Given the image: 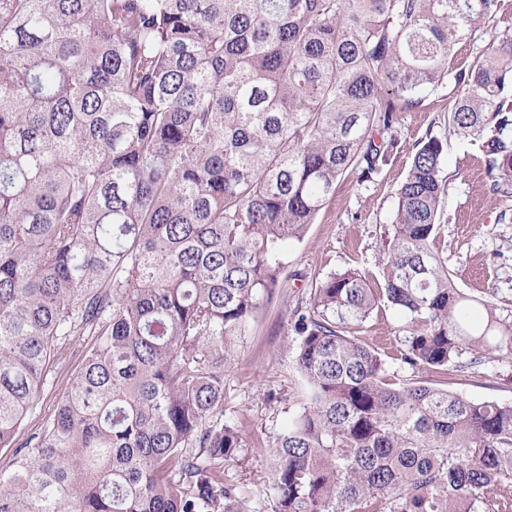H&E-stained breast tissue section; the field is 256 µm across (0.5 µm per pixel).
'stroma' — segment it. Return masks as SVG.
Returning a JSON list of instances; mask_svg holds the SVG:
<instances>
[{
  "instance_id": "obj_1",
  "label": "stroma",
  "mask_w": 512,
  "mask_h": 512,
  "mask_svg": "<svg viewBox=\"0 0 512 512\" xmlns=\"http://www.w3.org/2000/svg\"><path fill=\"white\" fill-rule=\"evenodd\" d=\"M492 32L512 35V0H499L486 26L461 40L451 67L471 66ZM459 94L453 84H444L420 108L403 113L400 140L377 181L362 185L352 175L337 181L303 238L288 244L283 288L231 345V361L224 369V421L241 428L251 452L227 465L225 474L228 482L247 488L261 512H270L266 446L305 401L293 365L292 312L308 300L316 282L332 273L352 268L381 280L379 255L395 222L397 190L408 175L417 142L427 133L446 136L443 177L448 195L433 249L458 288L478 298L494 296L502 313L512 316V194L493 193L478 144L449 131L448 115ZM408 326L404 313L384 307L365 322L361 336L372 347L388 348L399 345ZM83 343V337H71L66 362L50 368L42 410H51L68 387ZM451 389L476 400L512 402V360L491 357L459 374Z\"/></svg>"
}]
</instances>
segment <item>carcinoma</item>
Returning <instances> with one entry per match:
<instances>
[{"label":"carcinoma","instance_id":"1","mask_svg":"<svg viewBox=\"0 0 512 512\" xmlns=\"http://www.w3.org/2000/svg\"><path fill=\"white\" fill-rule=\"evenodd\" d=\"M497 2L0 0V512H252L224 481L250 452L218 416L228 339L425 93L461 89L448 125L512 190V37L448 66ZM443 159L427 133L383 284L334 273L293 311L309 392L269 445L271 512H512V403L426 379L512 354L431 248ZM384 305L411 322L390 353L356 336ZM71 336L79 369L18 446Z\"/></svg>","mask_w":512,"mask_h":512}]
</instances>
